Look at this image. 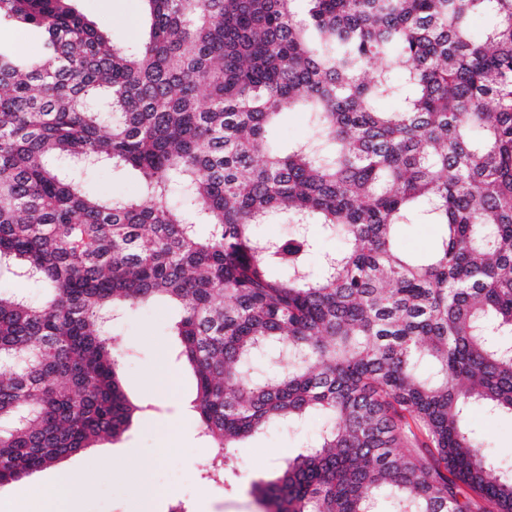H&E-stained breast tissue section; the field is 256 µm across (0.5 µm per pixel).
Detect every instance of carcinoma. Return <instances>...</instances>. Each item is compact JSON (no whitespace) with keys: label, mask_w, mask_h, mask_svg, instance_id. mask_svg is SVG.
I'll return each instance as SVG.
<instances>
[{"label":"carcinoma","mask_w":512,"mask_h":512,"mask_svg":"<svg viewBox=\"0 0 512 512\" xmlns=\"http://www.w3.org/2000/svg\"><path fill=\"white\" fill-rule=\"evenodd\" d=\"M74 2L0 0L43 40L0 44V264L48 287L0 291V485L122 438L146 407L105 324L175 303L213 483L319 414L261 512H512L470 423L512 419V0H144L127 47ZM292 111L316 133L284 153ZM102 164L148 201L88 191ZM437 234L434 224H411L401 232L399 245L407 251L425 252L433 246Z\"/></svg>","instance_id":"carcinoma-1"}]
</instances>
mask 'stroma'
Masks as SVG:
<instances>
[{"label": "stroma", "instance_id": "stroma-1", "mask_svg": "<svg viewBox=\"0 0 512 512\" xmlns=\"http://www.w3.org/2000/svg\"><path fill=\"white\" fill-rule=\"evenodd\" d=\"M76 8L118 43L139 38L146 27L142 0H76ZM82 180L90 191L144 199L137 174L108 166L85 170ZM176 309L165 304L128 309L114 327L122 353L121 370L128 398L145 405L119 442L105 441L87 453L65 459L55 467L0 487V512L7 500L21 502L25 512H40L42 495L61 473L90 478V490L79 498L81 512H139L133 492L143 482L157 502L155 512H171L183 504L186 512H256L250 495L255 481H269L288 458L315 440L324 426L313 415L294 428L274 427L239 442L225 460V483L216 486L203 478L212 448L201 437L197 422L172 429L168 418L175 406L196 396L191 368L174 354L178 340L171 326ZM472 423L493 456L512 463V422L475 411ZM111 460V469L101 466Z\"/></svg>", "mask_w": 512, "mask_h": 512}]
</instances>
